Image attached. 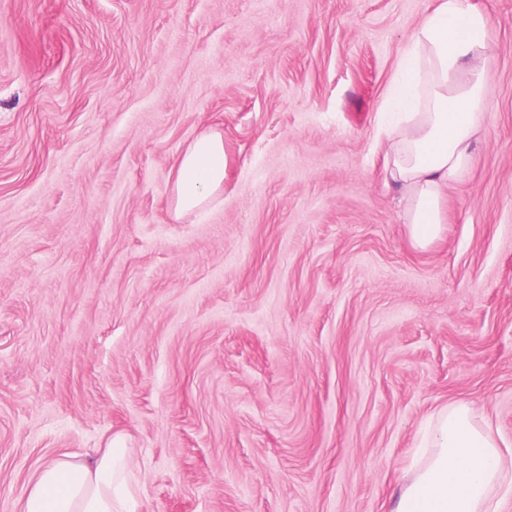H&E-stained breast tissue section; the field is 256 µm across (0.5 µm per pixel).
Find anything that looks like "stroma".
<instances>
[{"label": "stroma", "instance_id": "stroma-1", "mask_svg": "<svg viewBox=\"0 0 512 512\" xmlns=\"http://www.w3.org/2000/svg\"><path fill=\"white\" fill-rule=\"evenodd\" d=\"M474 2L493 109L422 251L378 108L437 0H0V512L111 447L137 512H389L459 401L512 447V0ZM225 169L223 133L210 129L199 134L173 169L174 218L181 219L222 194Z\"/></svg>", "mask_w": 512, "mask_h": 512}]
</instances>
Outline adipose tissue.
<instances>
[{
  "label": "adipose tissue",
  "mask_w": 512,
  "mask_h": 512,
  "mask_svg": "<svg viewBox=\"0 0 512 512\" xmlns=\"http://www.w3.org/2000/svg\"><path fill=\"white\" fill-rule=\"evenodd\" d=\"M494 23L470 0H439L412 32L379 108L387 131L383 178L400 193L416 248L442 238L450 222L445 190L475 165L477 135L491 110L482 63L493 50L488 32ZM225 169L222 132L199 134L173 169L174 217L222 194ZM420 445L430 454L390 512H487L499 492L512 490L500 446L469 403L440 409ZM132 468L124 448L62 455L37 471L21 512H136Z\"/></svg>",
  "instance_id": "adipose-tissue-1"
}]
</instances>
